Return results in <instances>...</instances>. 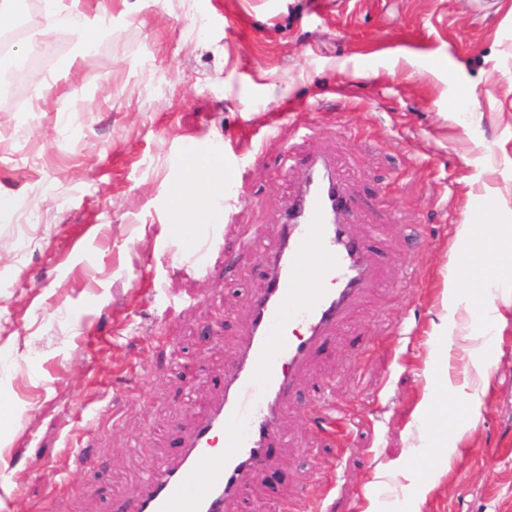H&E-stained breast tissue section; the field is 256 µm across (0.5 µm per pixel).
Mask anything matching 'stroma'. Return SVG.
<instances>
[{"label":"stroma","instance_id":"obj_1","mask_svg":"<svg viewBox=\"0 0 512 512\" xmlns=\"http://www.w3.org/2000/svg\"><path fill=\"white\" fill-rule=\"evenodd\" d=\"M79 54L52 33L56 109L0 105V512H113L207 412L264 286L305 154L340 161L381 286L302 373L275 463L234 512H512V273L477 315L445 276L459 224L512 225V0H112ZM206 166L185 261L170 202ZM238 202L225 218L224 196ZM489 385L449 460L420 419L427 377ZM193 365L184 374V365ZM346 415L327 437L314 400Z\"/></svg>","mask_w":512,"mask_h":512}]
</instances>
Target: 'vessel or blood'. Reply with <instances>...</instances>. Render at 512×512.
<instances>
[{
  "label": "vessel or blood",
  "instance_id": "vessel-or-blood-1",
  "mask_svg": "<svg viewBox=\"0 0 512 512\" xmlns=\"http://www.w3.org/2000/svg\"><path fill=\"white\" fill-rule=\"evenodd\" d=\"M301 180L224 390L179 453L146 473L135 512H231L269 468L271 449L284 438L281 418L310 358L375 280L366 240L350 231L355 203L333 159L311 154ZM310 263L315 276L298 279V268Z\"/></svg>",
  "mask_w": 512,
  "mask_h": 512
}]
</instances>
